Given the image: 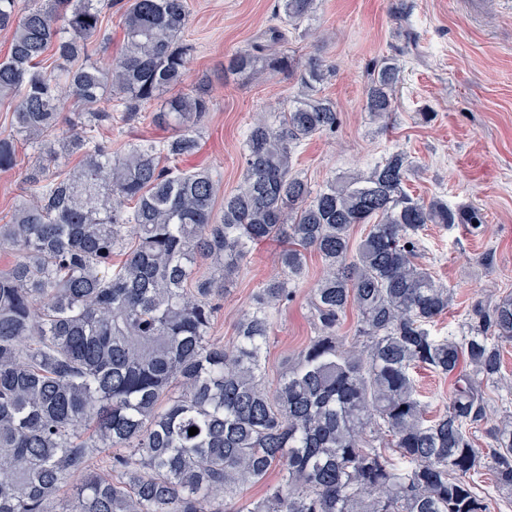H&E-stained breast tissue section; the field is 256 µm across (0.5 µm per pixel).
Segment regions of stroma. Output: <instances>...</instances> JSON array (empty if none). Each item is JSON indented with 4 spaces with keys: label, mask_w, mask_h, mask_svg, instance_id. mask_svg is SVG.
<instances>
[{
    "label": "stroma",
    "mask_w": 512,
    "mask_h": 512,
    "mask_svg": "<svg viewBox=\"0 0 512 512\" xmlns=\"http://www.w3.org/2000/svg\"><path fill=\"white\" fill-rule=\"evenodd\" d=\"M277 4L190 0L187 85L204 93L209 110L198 127L197 153L179 166L210 169L222 194L243 179L242 149L253 117L286 107L299 91L288 73L249 76L228 66L236 51L264 43L277 23ZM280 49L301 62L319 54L330 69L321 95L335 103L338 124L304 141L295 154L296 172L312 186L367 172L399 151L418 168L407 184L411 194L482 209L478 230L430 224L418 235L422 264L453 293L437 332L457 331L474 297L512 293V0H317L316 11L289 29ZM388 58L401 69L400 83L394 112L378 120L367 112L365 96L374 67ZM100 108L112 120L97 135L113 150L172 134L159 118L163 100L131 119L110 102ZM33 162L32 151L23 148L17 166L0 171V225L24 201ZM278 250L274 241L257 246L229 285L214 324L219 342L232 340L240 312L276 273ZM488 252L495 256L490 266L482 261ZM308 265L294 301L277 315L268 349L272 382L313 334L309 296L321 261L312 254Z\"/></svg>",
    "instance_id": "stroma-1"
}]
</instances>
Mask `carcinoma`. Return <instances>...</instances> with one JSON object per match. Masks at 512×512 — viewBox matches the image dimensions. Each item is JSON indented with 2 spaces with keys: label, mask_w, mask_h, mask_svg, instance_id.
Masks as SVG:
<instances>
[{
  "label": "carcinoma",
  "mask_w": 512,
  "mask_h": 512,
  "mask_svg": "<svg viewBox=\"0 0 512 512\" xmlns=\"http://www.w3.org/2000/svg\"><path fill=\"white\" fill-rule=\"evenodd\" d=\"M27 2L0 0V29L13 31L0 59V101L13 104L0 170L16 166L20 144L38 160L30 199L0 225V248L19 254L0 273V512H490L482 475L512 494V410L488 425L487 396L504 379L512 293L474 299L460 335L436 336L453 293L413 249L426 225L477 229L483 213L411 195L416 169L401 152L312 188L294 155L336 127V107L318 96L327 65L256 45L231 67L296 71L302 92L251 124L244 181L216 220L212 173L163 164L196 152L209 109L182 88L188 0H129L124 48L106 67L89 58L105 0ZM315 9L279 0L269 42ZM399 81L394 61L373 72V116L394 111ZM63 86L79 129L60 125ZM164 93L168 139L114 152L93 135L112 120L101 101L131 115ZM48 154L79 162L51 173ZM359 224L369 229L354 245ZM267 240L280 243V274L254 293L232 342L218 343L226 284ZM312 252L322 263L314 335L270 384L275 317ZM349 312L352 335L341 336ZM417 368L450 378L443 411L430 414ZM253 486L260 496L243 498Z\"/></svg>",
  "instance_id": "obj_1"
}]
</instances>
